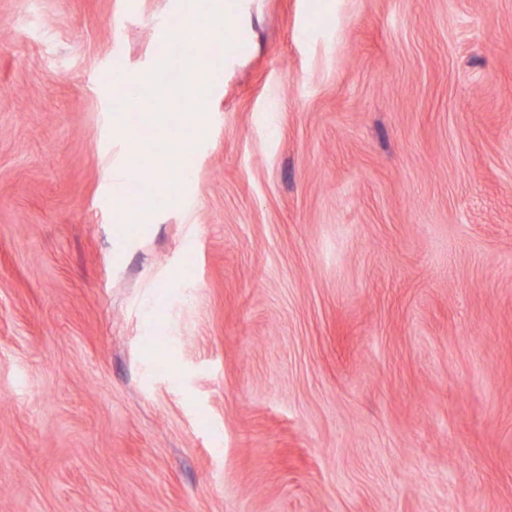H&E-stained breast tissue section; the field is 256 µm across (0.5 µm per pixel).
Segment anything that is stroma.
I'll return each mask as SVG.
<instances>
[{
  "label": "stroma",
  "mask_w": 512,
  "mask_h": 512,
  "mask_svg": "<svg viewBox=\"0 0 512 512\" xmlns=\"http://www.w3.org/2000/svg\"><path fill=\"white\" fill-rule=\"evenodd\" d=\"M176 21L0 0V512H512V0H245L203 137ZM168 141L175 143L180 151L188 149V145L177 137H170ZM171 142L162 143L163 145L159 149L158 144L150 140L147 145L142 147L140 154H135L132 157L131 163L138 167L139 172L149 180L163 177L167 167L182 158V154L178 155L174 152Z\"/></svg>",
  "instance_id": "obj_1"
}]
</instances>
